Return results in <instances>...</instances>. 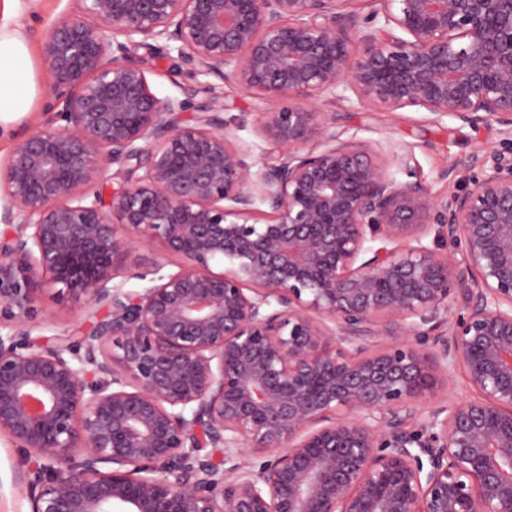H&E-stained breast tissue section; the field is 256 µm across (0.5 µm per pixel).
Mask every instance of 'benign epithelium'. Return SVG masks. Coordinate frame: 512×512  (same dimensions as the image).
<instances>
[{"mask_svg": "<svg viewBox=\"0 0 512 512\" xmlns=\"http://www.w3.org/2000/svg\"><path fill=\"white\" fill-rule=\"evenodd\" d=\"M79 2L0 167V434L31 512H512V156L435 196L314 106L512 135V0ZM141 46L261 105L160 98ZM248 123L277 163L231 139ZM146 248L176 270L128 262ZM47 284L88 331L46 342ZM458 371L471 396L419 404Z\"/></svg>", "mask_w": 512, "mask_h": 512, "instance_id": "obj_1", "label": "benign epithelium"}]
</instances>
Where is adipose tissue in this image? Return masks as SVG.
Wrapping results in <instances>:
<instances>
[{
    "instance_id": "obj_1",
    "label": "adipose tissue",
    "mask_w": 512,
    "mask_h": 512,
    "mask_svg": "<svg viewBox=\"0 0 512 512\" xmlns=\"http://www.w3.org/2000/svg\"><path fill=\"white\" fill-rule=\"evenodd\" d=\"M38 0H0V133L31 112L40 87L31 38L19 21L23 4Z\"/></svg>"
}]
</instances>
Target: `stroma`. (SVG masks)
<instances>
[{
  "mask_svg": "<svg viewBox=\"0 0 512 512\" xmlns=\"http://www.w3.org/2000/svg\"><path fill=\"white\" fill-rule=\"evenodd\" d=\"M76 7L77 0H40L35 8L25 10L20 17L31 35L34 63L43 89L33 112L14 123L9 135L0 139V162L6 161L19 140L40 121L41 109L51 93V80L40 47L52 25L73 15ZM133 57L146 70L151 88L158 96L180 98L188 89L212 84L224 95L225 115L251 112L257 106L256 99L237 80H220L201 74L177 57L159 55L145 46L134 49ZM317 107L323 112L339 113L337 131L343 137L367 143L382 156H390L393 145H405L418 179L439 196L469 187L476 164L489 162L503 151V136L492 121L469 127L451 118L437 124L428 122L426 112L414 108L396 112L368 111L360 108L349 92L341 98L323 97ZM452 163L457 169L449 180L444 173ZM39 305L42 311L52 314L54 333L71 335L87 325L82 301L59 293L57 288L41 290ZM28 465L24 452L15 448L7 436L1 435L0 512H30L28 497L16 485L17 476Z\"/></svg>",
  "mask_w": 512,
  "mask_h": 512,
  "instance_id": "obj_1",
  "label": "stroma"
}]
</instances>
